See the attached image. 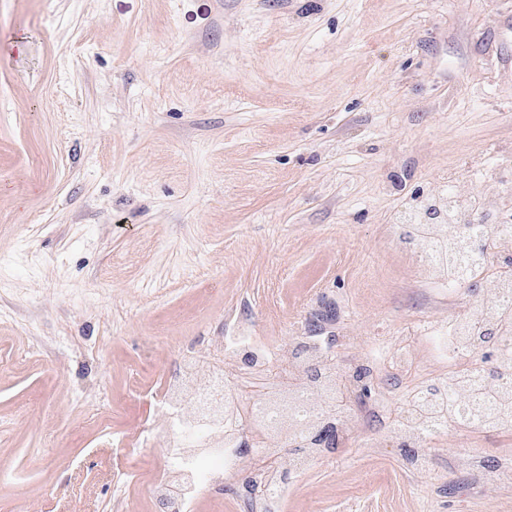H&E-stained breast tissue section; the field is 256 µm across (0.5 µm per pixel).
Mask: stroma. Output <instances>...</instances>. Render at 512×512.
I'll use <instances>...</instances> for the list:
<instances>
[{
  "label": "stroma",
  "mask_w": 512,
  "mask_h": 512,
  "mask_svg": "<svg viewBox=\"0 0 512 512\" xmlns=\"http://www.w3.org/2000/svg\"><path fill=\"white\" fill-rule=\"evenodd\" d=\"M512 169V0H0V512H155L145 434L181 350L246 317L326 324L371 385L447 376L396 224L451 173ZM409 468L375 428L291 479L284 512H512V429L445 430ZM133 468H124L126 453Z\"/></svg>",
  "instance_id": "stroma-1"
}]
</instances>
